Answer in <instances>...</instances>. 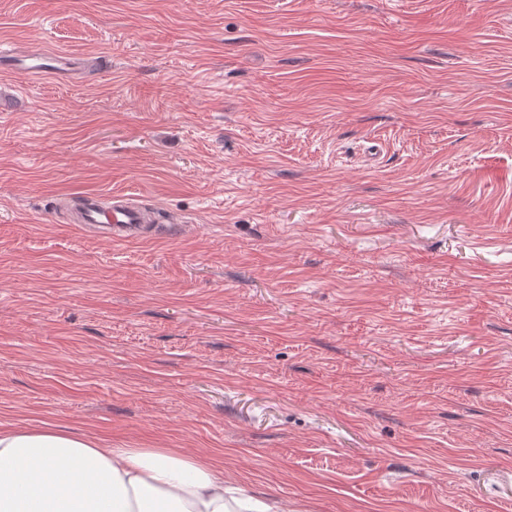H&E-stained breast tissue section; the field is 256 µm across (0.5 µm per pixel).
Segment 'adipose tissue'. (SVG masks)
Listing matches in <instances>:
<instances>
[{
	"label": "adipose tissue",
	"instance_id": "ef3b65f1",
	"mask_svg": "<svg viewBox=\"0 0 512 512\" xmlns=\"http://www.w3.org/2000/svg\"><path fill=\"white\" fill-rule=\"evenodd\" d=\"M0 512H284L174 448H112L58 424L0 429Z\"/></svg>",
	"mask_w": 512,
	"mask_h": 512
}]
</instances>
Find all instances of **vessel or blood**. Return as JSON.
I'll use <instances>...</instances> for the list:
<instances>
[{
	"mask_svg": "<svg viewBox=\"0 0 512 512\" xmlns=\"http://www.w3.org/2000/svg\"><path fill=\"white\" fill-rule=\"evenodd\" d=\"M0 65L23 77L47 76L60 83H71L78 77L77 70L68 66L64 55L43 48L0 47ZM71 209L74 224L114 243L141 239L143 233L159 222L158 216L125 194L109 199L92 194L72 204Z\"/></svg>",
	"mask_w": 512,
	"mask_h": 512,
	"instance_id": "vessel-or-blood-1",
	"label": "vessel or blood"
}]
</instances>
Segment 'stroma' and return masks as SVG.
Here are the masks:
<instances>
[{
	"label": "stroma",
	"mask_w": 512,
	"mask_h": 512,
	"mask_svg": "<svg viewBox=\"0 0 512 512\" xmlns=\"http://www.w3.org/2000/svg\"><path fill=\"white\" fill-rule=\"evenodd\" d=\"M0 44L91 65L0 69V428L512 512V0H0ZM71 209L73 218L70 224L94 230L114 243L141 239L149 228L154 227L159 232V225L155 224H163L153 212L125 194H114L110 199L89 194L72 204Z\"/></svg>",
	"instance_id": "35a3bbf8"
}]
</instances>
